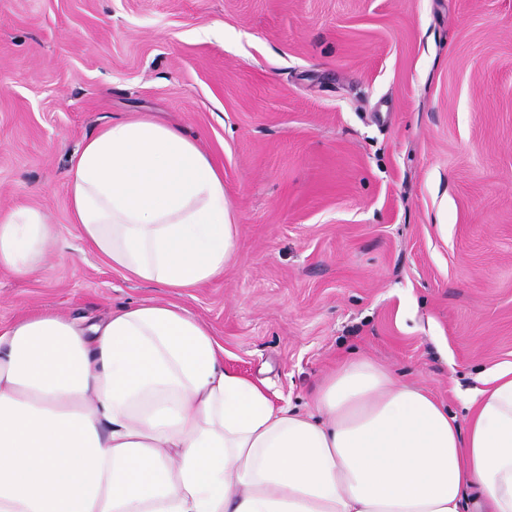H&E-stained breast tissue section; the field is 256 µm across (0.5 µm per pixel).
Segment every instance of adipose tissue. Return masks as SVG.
<instances>
[{"label": "adipose tissue", "instance_id": "adipose-tissue-1", "mask_svg": "<svg viewBox=\"0 0 512 512\" xmlns=\"http://www.w3.org/2000/svg\"><path fill=\"white\" fill-rule=\"evenodd\" d=\"M67 189L81 239L130 279L191 288L236 255L224 174L176 125H105ZM57 236L38 210L0 213V269L40 271ZM469 405L459 426L357 359L301 412L226 369L184 307L35 313L0 331V512H512V362Z\"/></svg>", "mask_w": 512, "mask_h": 512}]
</instances>
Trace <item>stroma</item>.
Segmentation results:
<instances>
[{
	"mask_svg": "<svg viewBox=\"0 0 512 512\" xmlns=\"http://www.w3.org/2000/svg\"><path fill=\"white\" fill-rule=\"evenodd\" d=\"M178 125L224 172L238 255L193 288L129 280L70 222V156ZM59 228L0 270V329L189 309L230 371L305 409L368 358L467 425L512 362V0H0V212Z\"/></svg>",
	"mask_w": 512,
	"mask_h": 512,
	"instance_id": "35a3bbf8",
	"label": "stroma"
}]
</instances>
